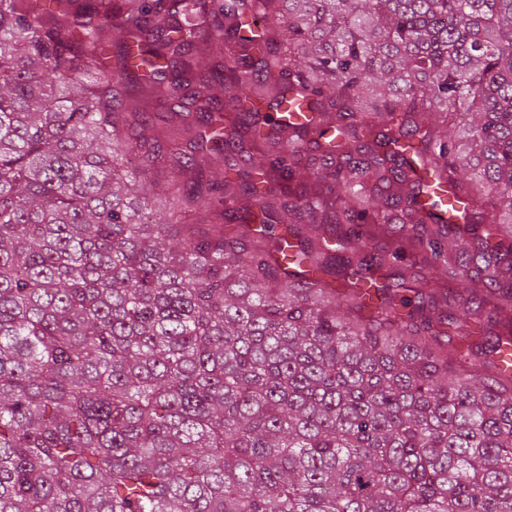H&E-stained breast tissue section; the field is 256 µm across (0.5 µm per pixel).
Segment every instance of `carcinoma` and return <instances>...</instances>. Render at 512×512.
I'll return each mask as SVG.
<instances>
[{"label":"carcinoma","mask_w":512,"mask_h":512,"mask_svg":"<svg viewBox=\"0 0 512 512\" xmlns=\"http://www.w3.org/2000/svg\"><path fill=\"white\" fill-rule=\"evenodd\" d=\"M239 9L0 0V512H512V0Z\"/></svg>","instance_id":"obj_1"}]
</instances>
